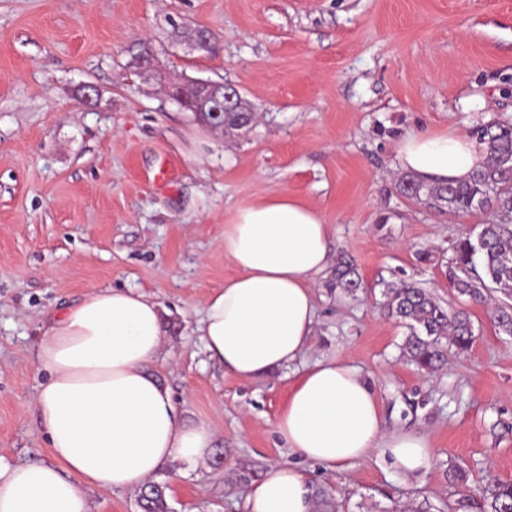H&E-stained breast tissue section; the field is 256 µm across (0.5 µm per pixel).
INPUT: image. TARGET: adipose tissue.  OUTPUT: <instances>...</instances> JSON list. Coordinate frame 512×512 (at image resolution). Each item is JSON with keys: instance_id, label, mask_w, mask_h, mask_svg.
<instances>
[{"instance_id": "ef3b65f1", "label": "adipose tissue", "mask_w": 512, "mask_h": 512, "mask_svg": "<svg viewBox=\"0 0 512 512\" xmlns=\"http://www.w3.org/2000/svg\"><path fill=\"white\" fill-rule=\"evenodd\" d=\"M403 169L428 183L467 182L488 158L477 139L448 126L398 143ZM322 215L281 193L238 207L224 224V255L237 268L206 299L198 330L213 362L260 380L309 347L316 308L312 279L331 261ZM165 336L161 306L134 290L100 288L51 316L38 347L48 371L35 401L53 464L0 466V512H89L87 488L135 491L169 468L206 467L215 432L182 419L151 372ZM277 434L305 459L333 471L372 452L417 474L431 458L418 432L384 433L378 395L359 370L319 361L291 385ZM248 512H315L307 474L273 464L246 496Z\"/></svg>"}]
</instances>
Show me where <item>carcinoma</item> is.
I'll return each instance as SVG.
<instances>
[{"label":"carcinoma","instance_id":"obj_1","mask_svg":"<svg viewBox=\"0 0 512 512\" xmlns=\"http://www.w3.org/2000/svg\"><path fill=\"white\" fill-rule=\"evenodd\" d=\"M488 161L463 184H427L412 173L401 177L397 189L404 197L442 214H467L486 207L495 219L481 225L476 239L466 235L451 245L448 284L460 297L481 304L501 292L512 300V131L485 126L476 129ZM381 308L408 329L403 350L418 371L431 374L448 360V349L463 354L473 343V323L463 310L450 311L427 289L406 280L382 282ZM330 287L355 295L363 288L352 260L342 258ZM492 321L512 336V303L501 302ZM482 512H512V482L488 477L477 488ZM148 512H170L165 487L148 486L140 495Z\"/></svg>","mask_w":512,"mask_h":512}]
</instances>
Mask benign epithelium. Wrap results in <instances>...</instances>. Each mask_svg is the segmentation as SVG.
Returning a JSON list of instances; mask_svg holds the SVG:
<instances>
[{
    "label": "benign epithelium",
    "mask_w": 512,
    "mask_h": 512,
    "mask_svg": "<svg viewBox=\"0 0 512 512\" xmlns=\"http://www.w3.org/2000/svg\"><path fill=\"white\" fill-rule=\"evenodd\" d=\"M189 95L176 90L171 99L177 101L182 109L193 115L196 122L213 129H224V123H212L205 114L217 116L221 112H237L247 108L244 97L232 84L222 81L196 79L187 85Z\"/></svg>",
    "instance_id": "benign-epithelium-1"
}]
</instances>
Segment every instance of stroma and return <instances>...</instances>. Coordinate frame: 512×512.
<instances>
[{"label": "stroma", "mask_w": 512, "mask_h": 512, "mask_svg": "<svg viewBox=\"0 0 512 512\" xmlns=\"http://www.w3.org/2000/svg\"><path fill=\"white\" fill-rule=\"evenodd\" d=\"M199 26L211 50L194 47ZM197 78L236 85L252 124L194 122L168 88ZM86 84L96 104L82 103ZM499 124H512V0H0V463L52 460L31 409L51 314L134 288L162 309L154 375L186 420L216 430L209 467L156 475L172 512H246L239 470L275 463L305 470L337 512H475L487 476L512 481V336L446 271L452 242L494 212L459 218L402 196L396 143ZM284 191L321 213L364 288L346 297L319 274L309 349L245 381L209 359L197 326L237 273L225 219ZM399 278L470 313L467 355L431 375L407 361V330L379 305ZM330 359L374 383L385 432L429 435L424 471L376 452L330 472L288 450L275 431L288 384ZM452 468L467 482L450 483Z\"/></svg>", "instance_id": "35a3bbf8"}]
</instances>
